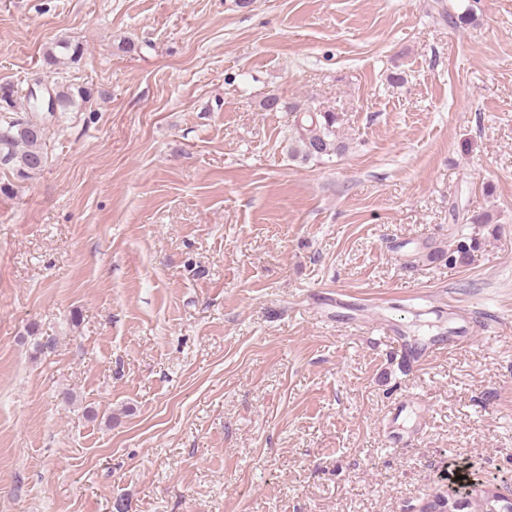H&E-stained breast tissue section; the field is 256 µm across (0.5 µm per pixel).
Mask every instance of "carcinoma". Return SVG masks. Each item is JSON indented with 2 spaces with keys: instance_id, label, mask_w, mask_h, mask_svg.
I'll use <instances>...</instances> for the list:
<instances>
[{
  "instance_id": "obj_1",
  "label": "carcinoma",
  "mask_w": 512,
  "mask_h": 512,
  "mask_svg": "<svg viewBox=\"0 0 512 512\" xmlns=\"http://www.w3.org/2000/svg\"><path fill=\"white\" fill-rule=\"evenodd\" d=\"M86 48L83 42L75 39H63L51 45L44 53L49 66L79 63ZM56 111H69L76 99H87L93 95V89L55 83L51 87ZM25 102L15 98L11 86H0V166L5 167L20 181L30 180L43 171L47 154L44 151L43 118L40 112L43 105L32 96H24ZM263 107L269 111L286 109L295 113L293 128L288 140L292 142L293 152L304 160H321L342 154L344 146L338 140V126L341 113L321 109L299 108L277 96L265 99ZM476 239L461 236L456 244L438 252V257L454 266L468 259L476 247Z\"/></svg>"
}]
</instances>
